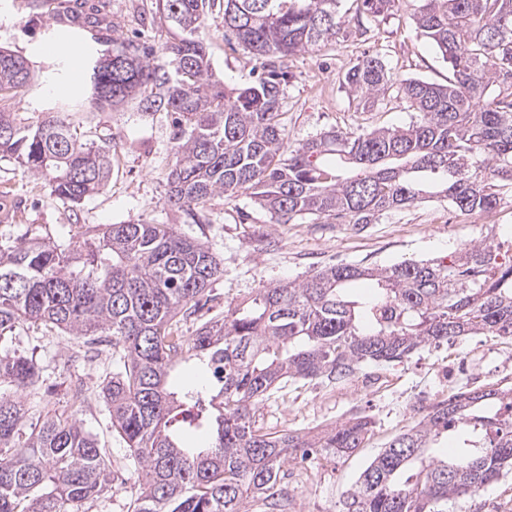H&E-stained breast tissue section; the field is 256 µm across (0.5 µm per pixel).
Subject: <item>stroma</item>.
Listing matches in <instances>:
<instances>
[{"label":"stroma","instance_id":"1","mask_svg":"<svg viewBox=\"0 0 512 512\" xmlns=\"http://www.w3.org/2000/svg\"><path fill=\"white\" fill-rule=\"evenodd\" d=\"M151 3L85 0L84 6L109 16L113 35H145L160 43L168 36L166 27L141 20ZM419 6L420 0H394L373 20L358 10L355 0H341L345 24L338 39L284 61L282 110L288 148L332 129L366 133L416 120V112L391 96L363 107L342 77L358 58L377 55L397 78L446 83L447 61L413 21ZM197 36L208 47L212 68L226 87L243 86L257 76L250 56L225 39L218 16H209ZM74 43L72 28L30 12L22 0H0V47L27 58L34 74L32 85L15 98L18 111H44L76 90V83L50 81L47 71L51 60L70 56ZM91 131L93 136L112 138V179L76 207L52 196L43 178L0 159V188L10 191L0 205L15 212L13 221L0 222V240L60 242L73 234L93 235L105 224L138 220L174 225L179 233L209 246L224 269L211 284L204 305L195 313L178 315V333L188 338L203 322L223 317L228 307L247 300L257 289L301 281L325 265L343 261L373 267L432 259L512 227L508 190L481 224L466 223L464 215L436 198L384 213L373 224H326L308 217L279 224L244 190L231 198L214 197L204 208L205 220L195 224L165 205L172 163L165 114L147 115L130 107L103 112ZM14 352L35 358L40 367L35 383L22 394L27 424L54 412L74 417L106 454L113 481L99 495L79 503L78 512H131L141 470L113 432L102 394L104 382L117 369L111 337L89 343L60 329L24 323L0 339V355ZM506 376L512 377V341L480 334L449 346L424 348L389 368L364 366L349 384L332 386L313 379L279 390L260 410L264 425L273 430L316 432L355 412L370 415L375 422L364 448L351 456L320 455L283 466L289 512H337L342 492L412 421L415 407L460 390L494 385ZM447 512H512V473L475 497L450 501Z\"/></svg>","mask_w":512,"mask_h":512}]
</instances>
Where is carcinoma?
I'll return each instance as SVG.
<instances>
[{
  "label": "carcinoma",
  "instance_id": "cac0c4a2",
  "mask_svg": "<svg viewBox=\"0 0 512 512\" xmlns=\"http://www.w3.org/2000/svg\"><path fill=\"white\" fill-rule=\"evenodd\" d=\"M152 18L176 30L164 43L115 39L88 55L89 92L30 119L12 107L31 83L26 60L0 48V158L47 181L73 206L112 175V146L90 142L72 112L91 116L132 103L171 117L174 162L165 204L200 223L218 195L250 190L278 224L312 215L373 224L428 196L464 213L488 212L512 187V0H422L417 29L447 60L448 84L399 81L378 56L345 84L375 104L391 90L416 121L369 133L328 131L290 150L281 121L285 59L336 39L339 0H154ZM222 11L232 34L267 75L228 93L201 24ZM501 84L490 103L491 86ZM223 272L209 246L170 224H108L98 243H0V336L39 322L76 336H110L120 371L103 387L112 430L142 465L133 512H288L280 472L318 448L351 456L373 419L356 413L320 434L269 432L257 409L291 381L342 383L362 366L401 363L419 350L477 334L512 338V263L487 240L450 260L370 268L324 266L300 282L258 289L186 339L175 318L195 312ZM372 283L363 294L360 284ZM195 362L215 381L169 389ZM32 357L0 356V512H67L112 482L92 434L70 416H46L22 444L26 410L15 393L34 383ZM512 472V380L467 389L428 407L389 441L344 491L338 512H443Z\"/></svg>",
  "mask_w": 512,
  "mask_h": 512
}]
</instances>
